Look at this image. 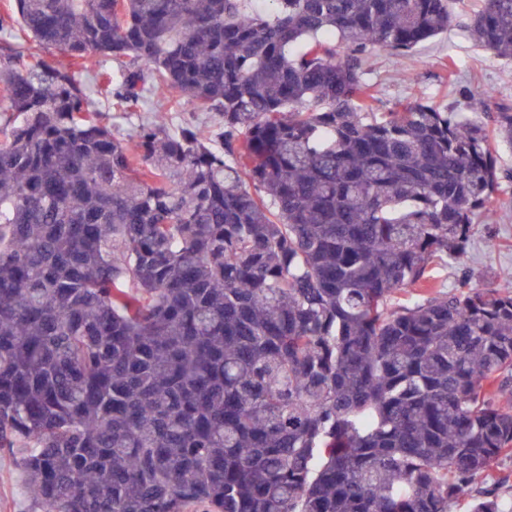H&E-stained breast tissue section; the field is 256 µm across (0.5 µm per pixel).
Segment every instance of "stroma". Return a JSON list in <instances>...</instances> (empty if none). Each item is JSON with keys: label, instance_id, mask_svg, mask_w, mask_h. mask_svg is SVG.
<instances>
[{"label": "stroma", "instance_id": "stroma-1", "mask_svg": "<svg viewBox=\"0 0 512 512\" xmlns=\"http://www.w3.org/2000/svg\"><path fill=\"white\" fill-rule=\"evenodd\" d=\"M454 14L446 33L404 56L374 49L368 79L382 102L423 99L441 106H465L467 94L491 91L490 107L512 106V62L478 47ZM498 167L505 176L496 188V204L482 218L466 257L436 266L438 291L453 293L460 285L512 287V149L499 150ZM15 450H0V512H29L31 495L22 482Z\"/></svg>", "mask_w": 512, "mask_h": 512}]
</instances>
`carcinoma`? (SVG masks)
Segmentation results:
<instances>
[{
  "mask_svg": "<svg viewBox=\"0 0 512 512\" xmlns=\"http://www.w3.org/2000/svg\"><path fill=\"white\" fill-rule=\"evenodd\" d=\"M271 2L12 0L0 448L31 512H512L486 482L512 459V292L399 298L466 254L512 108L375 111L369 51L457 0ZM476 2L469 37L512 61V0ZM95 95L155 115L120 135ZM186 105L224 153L168 130ZM168 119L170 127H178L187 122L199 123L205 130V134L208 136L209 146L217 151H224L223 140L217 138L218 130V119L213 115H207L203 112H191L189 106L180 109L179 112H163Z\"/></svg>",
  "mask_w": 512,
  "mask_h": 512,
  "instance_id": "1",
  "label": "carcinoma"
}]
</instances>
